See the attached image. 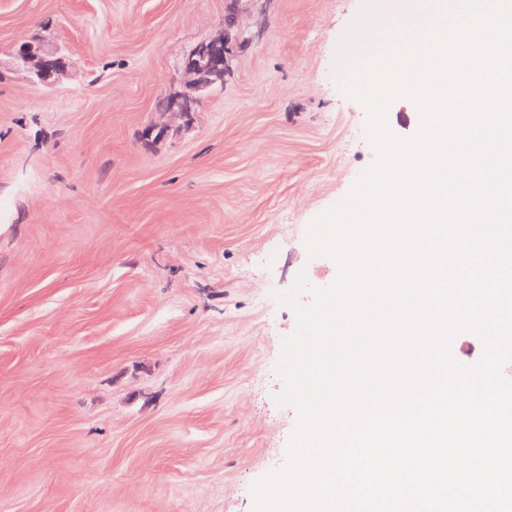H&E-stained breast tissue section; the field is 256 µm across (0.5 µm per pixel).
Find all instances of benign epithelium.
<instances>
[{"instance_id":"7a95c632","label":"benign epithelium","mask_w":512,"mask_h":512,"mask_svg":"<svg viewBox=\"0 0 512 512\" xmlns=\"http://www.w3.org/2000/svg\"><path fill=\"white\" fill-rule=\"evenodd\" d=\"M239 24L224 27L217 37L193 48L181 65L182 86L164 97L162 108L165 120L147 129V134L164 136L170 122L180 120L189 124L198 111L202 93L224 86V77L231 57L242 52ZM12 65L29 74L35 82L52 86L67 76V56L62 50L43 40L27 41L19 45L12 56Z\"/></svg>"}]
</instances>
